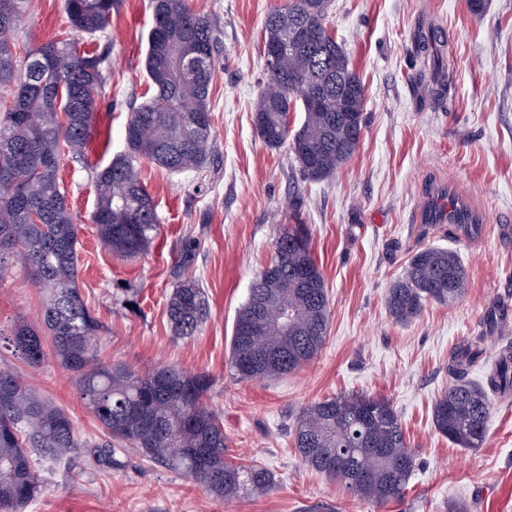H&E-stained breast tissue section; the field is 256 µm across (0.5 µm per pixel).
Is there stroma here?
I'll use <instances>...</instances> for the list:
<instances>
[{"instance_id":"stroma-1","label":"stroma","mask_w":512,"mask_h":512,"mask_svg":"<svg viewBox=\"0 0 512 512\" xmlns=\"http://www.w3.org/2000/svg\"><path fill=\"white\" fill-rule=\"evenodd\" d=\"M283 0H189L216 25L212 80L213 159L171 174L141 161L157 204L159 237L147 254L116 257L91 221L95 176L125 150L128 115L145 99L152 25L150 0H121L107 33L75 31L64 0H34L14 41L17 61L51 39L105 52L94 130L83 161L63 157L58 177L79 224V286L102 325L103 356L145 372L172 364L209 373L212 405L224 422L225 457L273 472L263 496L212 497L192 480L127 449L119 469L99 470L79 449L69 465L40 463L39 498L24 512H512V394L497 401L481 448L451 443L432 409L452 379L448 363L473 345L469 380L485 381L512 348V0H333L327 18L366 94L365 124L353 158L321 181L303 179L288 146L259 137L254 111L264 66V22ZM432 38L428 57L420 40ZM456 182L487 213L482 233L466 238L419 213L436 183ZM303 224L330 298L318 357L293 373L240 381L230 341L239 308L271 260L280 225ZM200 242L189 276L207 294L210 315L197 335L175 336L166 316L170 271L183 239ZM426 247L458 252L468 278L454 304L426 302L400 323L386 308L390 284ZM41 295L22 272L0 281V366L62 409L80 440L101 439L75 374L53 355L32 367L5 338L18 322L36 324ZM389 399L399 412L417 468L404 495L377 506L303 465L293 425L304 408L339 393Z\"/></svg>"}]
</instances>
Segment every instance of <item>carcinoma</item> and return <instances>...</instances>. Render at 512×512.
<instances>
[{
  "mask_svg": "<svg viewBox=\"0 0 512 512\" xmlns=\"http://www.w3.org/2000/svg\"><path fill=\"white\" fill-rule=\"evenodd\" d=\"M119 0H64L71 26L86 35L103 33ZM332 0H286L266 19L264 41H284L282 19L308 24L316 42L288 50L279 73L260 91L255 128L270 147L290 144L303 177L319 181L356 153L353 128L364 125V86L336 39L327 18ZM31 0H0V280L15 266L42 293V328L17 326L12 346L32 367L45 358L49 336L61 365L76 373L86 406L105 441L92 457L100 468L118 469L117 448H135L146 460L190 477L211 495L232 500L267 493L274 476L259 465L224 459L227 438L220 413L208 403L213 380L205 372L174 365L139 373L99 358L95 338L102 325L78 284L79 225L73 222L58 180L61 157L80 159L93 133L96 94L104 56L78 50L71 40L46 41L19 66L11 36ZM154 24L145 59L152 94L125 128V153L97 172L92 214L100 241L122 258L146 253L157 237L155 201L138 171L146 158L171 172L200 170L216 148L210 107L217 45L212 22L194 13L188 0H153ZM201 50L204 64L182 73V57ZM321 98L312 108L309 100ZM292 112L304 113L297 130ZM197 240L182 241L171 277L166 313L174 333L190 337L209 314L199 280L185 275ZM275 257L253 282L231 337V364L243 380L288 374L311 362L324 344L329 300L302 224L280 230ZM308 272L310 285L295 278ZM468 288L465 268L450 249L428 247L411 258L404 275L387 291L392 318H415L423 304H453ZM288 309L294 323L285 329L266 319L250 326L254 308ZM471 352L451 361L456 377L435 402L436 430L461 448L482 445L496 398L512 389V355L500 357L483 384L466 379ZM294 446L303 464L340 480L355 496L379 505L400 498L416 468L397 410L389 400L366 393H341L307 406L296 421ZM68 416L33 393L22 376L0 368V512H22L43 491L32 464L36 448L63 461L85 448ZM341 448H357L354 478L336 469Z\"/></svg>",
  "mask_w": 512,
  "mask_h": 512,
  "instance_id": "1",
  "label": "carcinoma"
}]
</instances>
